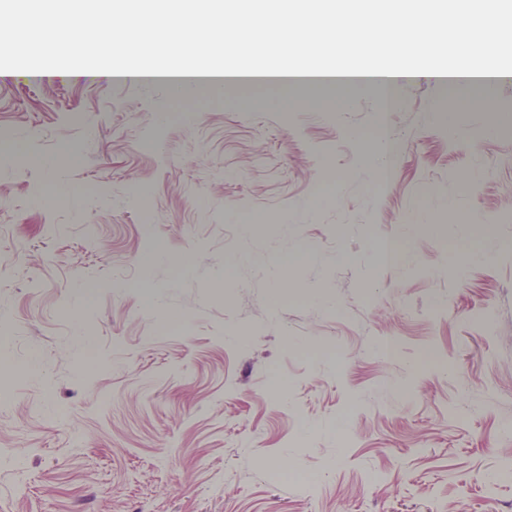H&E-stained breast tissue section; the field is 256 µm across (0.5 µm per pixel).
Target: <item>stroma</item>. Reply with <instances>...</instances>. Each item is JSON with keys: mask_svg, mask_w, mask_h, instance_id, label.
<instances>
[{"mask_svg": "<svg viewBox=\"0 0 512 512\" xmlns=\"http://www.w3.org/2000/svg\"><path fill=\"white\" fill-rule=\"evenodd\" d=\"M321 93L0 74V512H512V83ZM365 154L375 169L388 170L392 158V150L387 139H372L365 144Z\"/></svg>", "mask_w": 512, "mask_h": 512, "instance_id": "stroma-1", "label": "stroma"}]
</instances>
